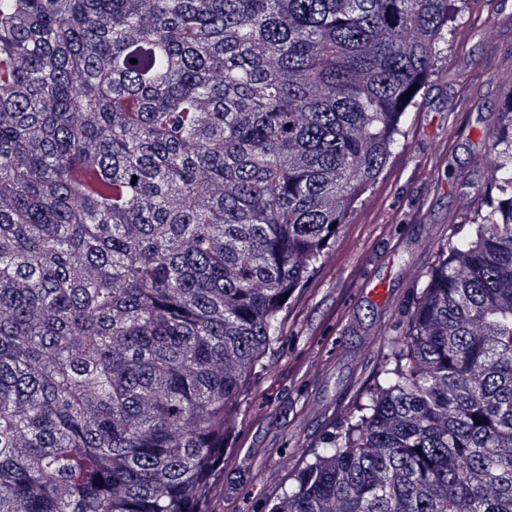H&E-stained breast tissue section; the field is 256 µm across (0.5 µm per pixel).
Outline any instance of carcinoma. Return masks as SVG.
Here are the masks:
<instances>
[{
    "mask_svg": "<svg viewBox=\"0 0 512 512\" xmlns=\"http://www.w3.org/2000/svg\"><path fill=\"white\" fill-rule=\"evenodd\" d=\"M466 4L0 0V512H206ZM500 114L474 230L259 512H512Z\"/></svg>",
    "mask_w": 512,
    "mask_h": 512,
    "instance_id": "1",
    "label": "carcinoma"
}]
</instances>
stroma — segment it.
I'll return each instance as SVG.
<instances>
[{"instance_id":"obj_1","label":"stroma","mask_w":512,"mask_h":512,"mask_svg":"<svg viewBox=\"0 0 512 512\" xmlns=\"http://www.w3.org/2000/svg\"><path fill=\"white\" fill-rule=\"evenodd\" d=\"M512 94V0H470L379 181L291 299L274 364L255 383L212 475L211 512H255L365 389L440 243L478 206V158Z\"/></svg>"}]
</instances>
